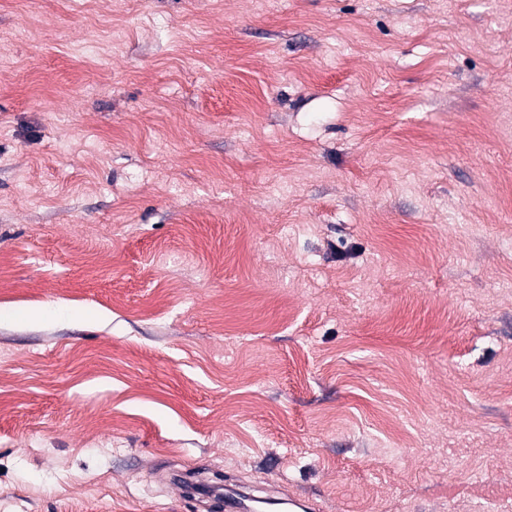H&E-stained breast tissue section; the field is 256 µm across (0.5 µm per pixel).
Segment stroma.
<instances>
[{"instance_id": "35a3bbf8", "label": "stroma", "mask_w": 512, "mask_h": 512, "mask_svg": "<svg viewBox=\"0 0 512 512\" xmlns=\"http://www.w3.org/2000/svg\"><path fill=\"white\" fill-rule=\"evenodd\" d=\"M512 512V0H0V512ZM279 503L288 505L290 512H312L319 511V505L301 498H287L280 501H274L267 498L257 497L244 489L236 486L225 485L224 492V511L225 512H254L257 505Z\"/></svg>"}]
</instances>
